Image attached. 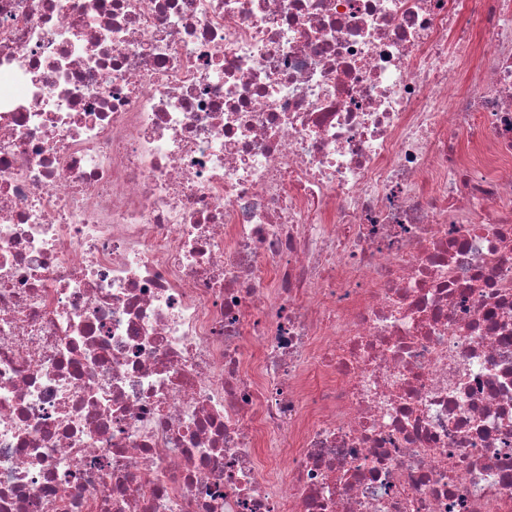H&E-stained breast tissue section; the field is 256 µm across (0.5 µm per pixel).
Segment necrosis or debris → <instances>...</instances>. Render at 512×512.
<instances>
[{
    "label": "necrosis or debris",
    "instance_id": "4bbe7bcc",
    "mask_svg": "<svg viewBox=\"0 0 512 512\" xmlns=\"http://www.w3.org/2000/svg\"><path fill=\"white\" fill-rule=\"evenodd\" d=\"M0 512H512V0H0Z\"/></svg>",
    "mask_w": 512,
    "mask_h": 512
}]
</instances>
